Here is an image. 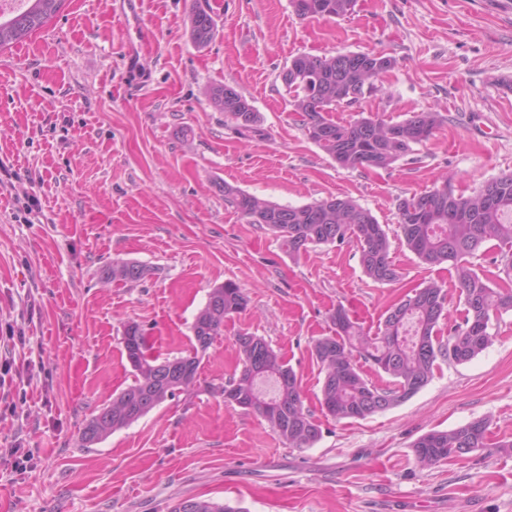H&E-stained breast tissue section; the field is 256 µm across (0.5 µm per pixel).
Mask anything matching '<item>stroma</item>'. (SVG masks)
I'll list each match as a JSON object with an SVG mask.
<instances>
[{
	"label": "stroma",
	"mask_w": 512,
	"mask_h": 512,
	"mask_svg": "<svg viewBox=\"0 0 512 512\" xmlns=\"http://www.w3.org/2000/svg\"><path fill=\"white\" fill-rule=\"evenodd\" d=\"M123 0H66L41 31L0 52V512H170L207 500L242 512H512V312L469 362L438 360L414 396L363 419L322 410L311 351L344 308L376 335L387 309L431 281L447 291V339L464 307L450 264L404 245L399 282L367 278L353 240L292 258L224 202L230 183L281 205L347 196L395 225L398 198L450 181L468 195L512 173V0H356L344 18H303L291 0H141L150 38L126 69ZM213 40L197 46L190 15ZM382 53L393 69L335 112L398 122L444 117L385 169H345L301 127L280 75L301 54ZM241 93L262 135L245 138L209 97ZM37 196L39 213L24 205ZM116 261L148 269L113 277ZM235 282L247 307L202 355L194 390L101 443L79 430L134 381L122 343L138 324L160 357L192 351L209 291ZM264 338L301 381L321 430L293 448L214 389L240 372L237 333ZM486 418L509 449L420 468L413 445ZM32 452L17 462L12 449ZM215 35V22L205 10H195L190 19V36L199 46L207 45Z\"/></svg>",
	"instance_id": "35a3bbf8"
}]
</instances>
